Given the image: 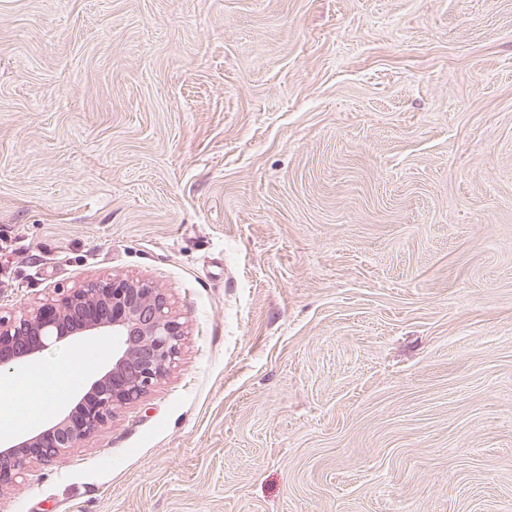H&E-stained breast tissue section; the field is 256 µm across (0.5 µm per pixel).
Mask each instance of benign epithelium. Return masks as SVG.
Masks as SVG:
<instances>
[{
    "label": "benign epithelium",
    "instance_id": "obj_1",
    "mask_svg": "<svg viewBox=\"0 0 512 512\" xmlns=\"http://www.w3.org/2000/svg\"><path fill=\"white\" fill-rule=\"evenodd\" d=\"M86 336L112 337V365L51 425L0 447V495L38 465L55 461L107 429L179 365L184 323L147 278L102 275L0 315V371Z\"/></svg>",
    "mask_w": 512,
    "mask_h": 512
}]
</instances>
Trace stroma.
I'll list each match as a JSON object with an SVG mask.
<instances>
[{
	"label": "stroma",
	"instance_id": "35a3bbf8",
	"mask_svg": "<svg viewBox=\"0 0 512 512\" xmlns=\"http://www.w3.org/2000/svg\"><path fill=\"white\" fill-rule=\"evenodd\" d=\"M103 274L180 364L0 512H512V0H0V309Z\"/></svg>",
	"mask_w": 512,
	"mask_h": 512
}]
</instances>
